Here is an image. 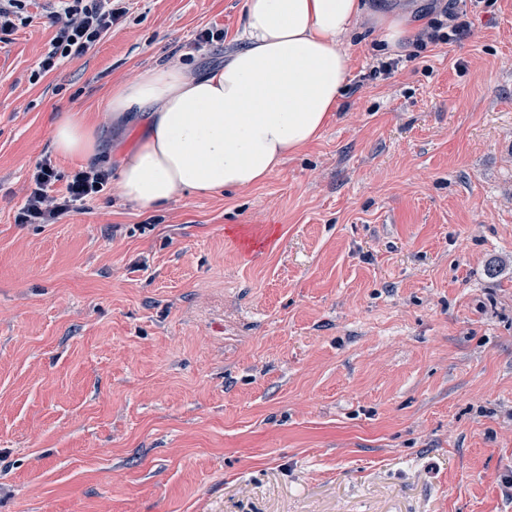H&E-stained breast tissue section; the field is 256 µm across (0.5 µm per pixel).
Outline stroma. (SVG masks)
<instances>
[{
	"label": "stroma",
	"instance_id": "35a3bbf8",
	"mask_svg": "<svg viewBox=\"0 0 512 512\" xmlns=\"http://www.w3.org/2000/svg\"><path fill=\"white\" fill-rule=\"evenodd\" d=\"M44 2L0 46V512H512V0L387 79L359 22L260 184L19 224L55 113L116 164L112 85L222 63L245 0H131L34 83Z\"/></svg>",
	"mask_w": 512,
	"mask_h": 512
}]
</instances>
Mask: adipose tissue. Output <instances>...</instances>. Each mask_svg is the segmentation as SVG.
Instances as JSON below:
<instances>
[{"mask_svg": "<svg viewBox=\"0 0 512 512\" xmlns=\"http://www.w3.org/2000/svg\"><path fill=\"white\" fill-rule=\"evenodd\" d=\"M401 50L417 32L408 14L373 12L364 0H245L240 46L197 76L168 64L113 86L116 122L146 115V132L118 165L122 196L150 211L185 192L212 194L261 183L291 153L316 140L349 73L340 42L360 19ZM55 150L87 159L102 151L79 113L55 115Z\"/></svg>", "mask_w": 512, "mask_h": 512, "instance_id": "ef3b65f1", "label": "adipose tissue"}]
</instances>
